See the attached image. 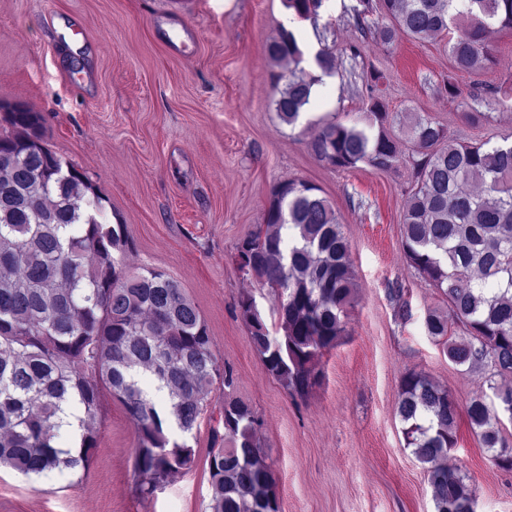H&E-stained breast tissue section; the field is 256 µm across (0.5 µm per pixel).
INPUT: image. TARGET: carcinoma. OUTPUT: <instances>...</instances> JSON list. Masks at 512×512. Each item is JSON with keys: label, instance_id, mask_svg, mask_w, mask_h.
I'll return each mask as SVG.
<instances>
[{"label": "carcinoma", "instance_id": "carcinoma-1", "mask_svg": "<svg viewBox=\"0 0 512 512\" xmlns=\"http://www.w3.org/2000/svg\"><path fill=\"white\" fill-rule=\"evenodd\" d=\"M324 0H285L317 23ZM360 30L384 44L406 36L447 40L456 68L492 62L485 33L512 29V0H359ZM270 60L296 65L302 51L280 27L266 44ZM363 125L330 122L314 129L310 154L335 169L365 164L389 170L401 159L406 129L411 182L402 221L407 264L441 292L453 323L467 336L448 337V316L429 312L430 336L444 341L456 365L512 374V145L460 143L430 117L390 115L374 96L383 75H369ZM314 82L292 75L274 101L295 124ZM0 153V467L26 477L86 469L97 447L102 389L124 407L137 432L139 491L153 494L190 470L188 442L215 384L233 386L218 364L208 327L183 288L164 271L126 264L134 249L127 225L104 221L102 197L87 176L43 144L42 117L8 108ZM343 225L319 188L277 185L265 214L235 246L233 261L281 297L273 334L253 296H240L237 317L265 370L301 396L319 383L318 366L344 331L354 306L356 274ZM497 404L476 395L466 404L472 430L495 464L512 472V441L499 425L512 387L490 385ZM82 408L77 450L56 446L63 405ZM397 415L406 447L426 465L434 512H475L468 476L447 465L457 443L459 405L448 390L415 370L399 382ZM224 433L209 455L210 512H280L271 466L259 454L262 420L246 403L226 398Z\"/></svg>", "mask_w": 512, "mask_h": 512}]
</instances>
